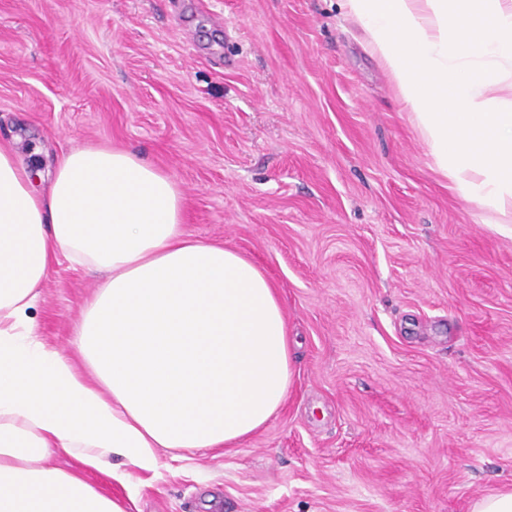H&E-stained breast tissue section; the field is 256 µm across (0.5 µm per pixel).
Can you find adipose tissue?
Masks as SVG:
<instances>
[{
  "mask_svg": "<svg viewBox=\"0 0 512 512\" xmlns=\"http://www.w3.org/2000/svg\"><path fill=\"white\" fill-rule=\"evenodd\" d=\"M438 173L512 224V0H342ZM0 146V512H128L59 453L132 485L163 448L228 447L291 385L266 270L191 238L176 180L136 153L73 149L47 188ZM103 278L64 354L31 311L59 258ZM87 368L79 370L76 358ZM132 471L113 473L111 460Z\"/></svg>",
  "mask_w": 512,
  "mask_h": 512,
  "instance_id": "1",
  "label": "adipose tissue"
}]
</instances>
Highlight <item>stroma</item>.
<instances>
[{
	"instance_id": "1",
	"label": "stroma",
	"mask_w": 512,
	"mask_h": 512,
	"mask_svg": "<svg viewBox=\"0 0 512 512\" xmlns=\"http://www.w3.org/2000/svg\"><path fill=\"white\" fill-rule=\"evenodd\" d=\"M108 144L170 174L188 233L267 269L292 339L279 411L159 452L130 512H471L512 486V226L437 173L340 0H0V142ZM101 273L32 311L69 348Z\"/></svg>"
}]
</instances>
